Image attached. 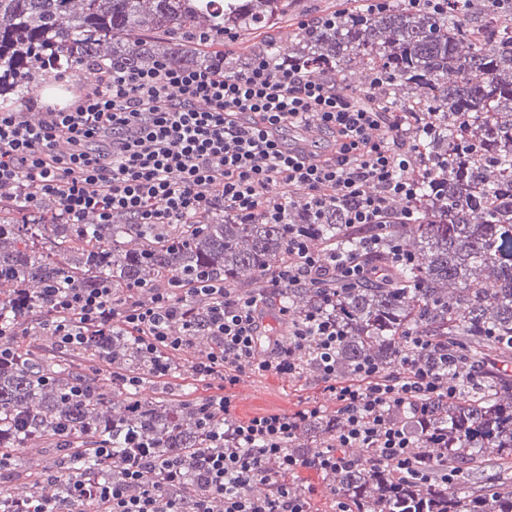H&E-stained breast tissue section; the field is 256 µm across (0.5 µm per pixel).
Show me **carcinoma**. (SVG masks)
Returning a JSON list of instances; mask_svg holds the SVG:
<instances>
[{
    "label": "carcinoma",
    "mask_w": 512,
    "mask_h": 512,
    "mask_svg": "<svg viewBox=\"0 0 512 512\" xmlns=\"http://www.w3.org/2000/svg\"><path fill=\"white\" fill-rule=\"evenodd\" d=\"M436 12L390 3L384 11L336 13V25L296 35L287 45L264 36L226 62L242 69L256 52L278 61L299 60L310 72L346 81L357 61L372 101L417 112L420 168L438 181L425 183L409 224H393L389 239L413 263L390 280L323 289L291 288L280 296L296 316L336 293V318L347 335L336 351L337 372L347 376L363 357L384 368L398 360L405 336H427L448 349L454 373L475 371L457 396L413 423L420 446L440 435L443 468L423 465L425 480H404L360 452L358 466L336 473V491L353 512H512V481L482 482L479 465L512 464V375L498 370L512 360V7L496 0H447ZM288 12V0H0V101L21 99L44 87L56 69L96 77L101 63L147 68L158 53L177 63L218 64L224 32L249 34ZM209 34L202 43L199 34ZM19 207L0 200V324L7 330L35 314L52 287L112 289L122 301L131 288H176L219 275L238 288L287 258L288 225L303 224L304 202L288 208L286 224H238L212 213L198 224L43 223L45 206L19 223ZM48 238L65 254L53 262L35 250ZM140 246L124 249L127 238ZM362 234L337 214L314 225L308 239L317 251L361 252ZM39 290L29 288L32 280ZM82 354L98 366L81 369L65 356L48 365L26 349L15 364L0 365V451L3 472L23 481L40 503L56 512L73 507L68 481L88 476L110 482L113 465L75 456L66 427L89 448L122 451L132 440L167 456L204 447L198 404L161 396L147 401L142 388L123 385L118 372L148 375L151 363L122 328L89 343ZM84 393L71 397L74 383ZM330 416L307 424L288 443L309 452L332 439ZM54 448L40 470L22 469L21 454Z\"/></svg>",
    "instance_id": "1"
}]
</instances>
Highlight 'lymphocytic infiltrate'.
I'll return each mask as SVG.
<instances>
[{"mask_svg": "<svg viewBox=\"0 0 512 512\" xmlns=\"http://www.w3.org/2000/svg\"><path fill=\"white\" fill-rule=\"evenodd\" d=\"M312 127L329 134L330 152L286 145L285 131ZM410 137L404 113L358 106L335 80L297 61L279 64L257 55L243 70L227 73L178 66L162 55L147 69L103 70L75 104L47 107L36 123L16 106L0 104V192H12L28 212L42 197H56L69 224L90 213L102 224L118 215L136 224H192L215 210L231 221L278 224L287 202L300 194L316 219L340 212L344 224L364 231L363 249L375 251L388 199L412 207L419 201L421 177L413 158L399 150ZM61 142L66 151H58ZM308 239L306 225L289 226L288 259L267 274L259 297L210 278L175 295L154 288L120 305L108 288L48 289L43 322L52 326L58 350L84 346L118 326L152 355L150 374L160 382L173 377L189 344L170 323H202L213 338L210 352L189 365L194 377L218 390L200 406L208 445L199 451V492L181 493V459L147 450L117 459L111 449L98 448L92 451L98 460L115 461L120 476L109 483L73 478L74 502L94 504L96 512H210V500L218 497L224 512H312V497L290 476L307 468L335 475L354 466L350 448L417 475L423 450L408 421L426 420L437 403L457 394L447 368L415 359L430 339L408 337L393 370L365 358L345 379L336 370L345 332L328 310L331 296L293 321L287 342L266 329L268 295L331 278L351 284L383 276L360 255L320 254ZM310 353L336 400V427L331 446L299 456L288 442L321 414V405L238 421L226 390L244 373L299 375ZM217 411L225 415L219 431L208 427ZM270 480L273 492L252 494L254 484Z\"/></svg>", "mask_w": 512, "mask_h": 512, "instance_id": "f902f5d3", "label": "lymphocytic infiltrate"}]
</instances>
